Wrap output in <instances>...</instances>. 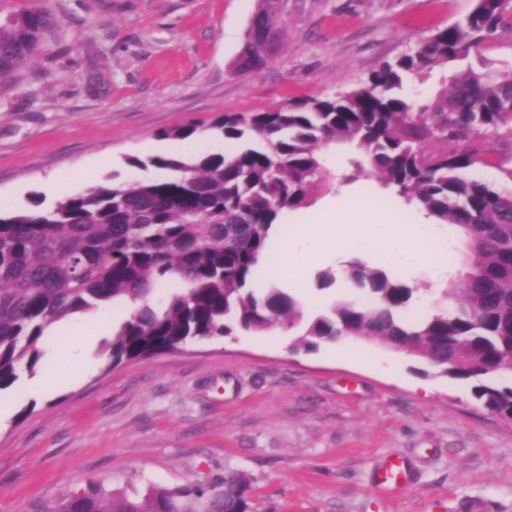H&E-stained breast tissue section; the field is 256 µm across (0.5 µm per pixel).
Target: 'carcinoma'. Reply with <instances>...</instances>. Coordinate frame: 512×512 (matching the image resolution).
<instances>
[{
	"mask_svg": "<svg viewBox=\"0 0 512 512\" xmlns=\"http://www.w3.org/2000/svg\"><path fill=\"white\" fill-rule=\"evenodd\" d=\"M284 9L282 0H257L238 70L267 66ZM56 27L39 6L0 23V80L38 54ZM505 34L512 36V0H475L464 20L383 62L358 89L162 133L185 140L203 130L232 145L228 153L131 157L129 165L162 175L0 214V390L36 373L48 328L116 300L136 308L103 342L113 367L193 341L298 326L301 300L266 284L260 262L273 226L309 206L313 189L331 179L320 148L346 143L356 155L340 184L377 177L387 198L457 226L463 288L443 292L451 309L411 318L418 289L353 263L345 279L363 301H338L305 323L291 347L352 338L405 350L444 376L474 381L472 396L487 410L512 413V383L492 379L512 378V185L466 175L512 154V75L500 76L483 57ZM449 63L461 68L415 111L402 93L406 81ZM168 283L177 288L155 303V290ZM250 486L226 467L203 483L153 486L140 501L90 480L47 512H199L204 503L210 512H252Z\"/></svg>",
	"mask_w": 512,
	"mask_h": 512,
	"instance_id": "cac0c4a2",
	"label": "carcinoma"
}]
</instances>
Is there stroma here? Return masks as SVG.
<instances>
[{"label":"stroma","instance_id":"1","mask_svg":"<svg viewBox=\"0 0 512 512\" xmlns=\"http://www.w3.org/2000/svg\"><path fill=\"white\" fill-rule=\"evenodd\" d=\"M37 4L59 27L0 81L5 212L155 176L130 157L227 151L162 133L357 88L473 0H287L272 63L250 74L234 59L256 0H0V20ZM434 249L455 262L409 278L415 315L463 280L455 226L436 227ZM125 309L55 326L36 375L0 392V512H43L91 480L139 500L228 466L249 476L254 512H512V425L471 382L349 339L295 352L278 328L111 367L101 344ZM388 455L411 475L390 496L373 486Z\"/></svg>","mask_w":512,"mask_h":512}]
</instances>
